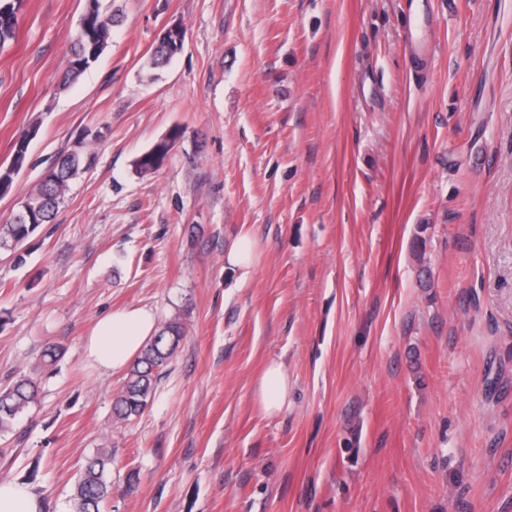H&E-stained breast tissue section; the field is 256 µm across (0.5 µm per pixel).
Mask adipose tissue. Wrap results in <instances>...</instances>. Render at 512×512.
I'll return each instance as SVG.
<instances>
[{"instance_id": "obj_1", "label": "adipose tissue", "mask_w": 512, "mask_h": 512, "mask_svg": "<svg viewBox=\"0 0 512 512\" xmlns=\"http://www.w3.org/2000/svg\"><path fill=\"white\" fill-rule=\"evenodd\" d=\"M156 329L154 314L140 307L113 310L101 317L84 339L92 366L104 371L126 368ZM258 408L267 415L280 412L288 400V375L278 362L266 365L254 385Z\"/></svg>"}]
</instances>
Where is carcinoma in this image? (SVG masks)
<instances>
[{
  "label": "carcinoma",
  "instance_id": "cac0c4a2",
  "mask_svg": "<svg viewBox=\"0 0 512 512\" xmlns=\"http://www.w3.org/2000/svg\"><path fill=\"white\" fill-rule=\"evenodd\" d=\"M20 5L21 0H0V49L16 37ZM82 19L89 25L91 39L76 33L71 37L67 65L60 80L63 89L75 83L98 61L108 47L112 27L117 23L115 13L103 6L102 0H86ZM37 134L38 127L35 125L23 129L14 143L9 163L0 164V187L4 191L11 192L15 177L27 165L30 142ZM182 136L181 127H172L162 139L134 160L136 171L152 174L160 170ZM93 138L92 130H82L73 147L44 174L37 188L24 196L25 210L22 216H15L9 223L0 225L1 250L18 252L41 225L54 220L66 198L70 181L83 174L92 164V154L86 151V146ZM185 333L184 325L175 319L157 327L154 336L130 365L126 380L115 396L112 411L116 419L129 421L144 412ZM38 392L37 382L30 376H21L0 389V434L13 430L20 417L37 403ZM110 498L112 449L103 447L87 458L81 475L72 485L68 497L69 509L70 512H103Z\"/></svg>",
  "mask_w": 512,
  "mask_h": 512
}]
</instances>
